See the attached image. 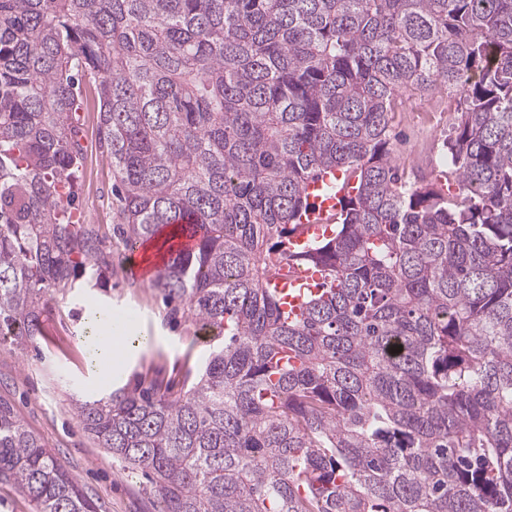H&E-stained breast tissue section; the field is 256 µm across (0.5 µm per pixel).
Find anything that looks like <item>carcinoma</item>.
Instances as JSON below:
<instances>
[{"instance_id":"1","label":"carcinoma","mask_w":512,"mask_h":512,"mask_svg":"<svg viewBox=\"0 0 512 512\" xmlns=\"http://www.w3.org/2000/svg\"><path fill=\"white\" fill-rule=\"evenodd\" d=\"M86 78L118 232L169 245L158 287L213 330L183 395L74 400L161 512H512V0H0V336L19 345L112 269L71 218ZM427 92L457 103L453 192L392 156ZM335 170L334 234L289 251ZM283 266L329 276L299 318L269 285ZM4 481L35 512H97L0 400Z\"/></svg>"}]
</instances>
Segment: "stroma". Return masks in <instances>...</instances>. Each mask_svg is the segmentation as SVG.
I'll list each match as a JSON object with an SVG mask.
<instances>
[{
  "label": "stroma",
  "mask_w": 512,
  "mask_h": 512,
  "mask_svg": "<svg viewBox=\"0 0 512 512\" xmlns=\"http://www.w3.org/2000/svg\"><path fill=\"white\" fill-rule=\"evenodd\" d=\"M98 104L92 87H85L81 115L84 160L77 174L75 207L83 223L96 224L112 249V269L103 287L55 295L42 336L25 346L0 337V399L9 402L24 425L52 451L98 512H159L160 503L148 477L128 471L86 433L71 402L96 398L136 382L157 380L172 396L182 393L186 372L201 370L208 356L206 332L186 313H176L156 284L142 281L115 230L116 197L112 165L99 144ZM450 118L422 113L397 125L395 155L436 133L445 140ZM110 311L130 318L129 334L151 339L148 351L130 349L120 372L110 379L96 375L86 360L90 316Z\"/></svg>",
  "instance_id": "stroma-1"
}]
</instances>
